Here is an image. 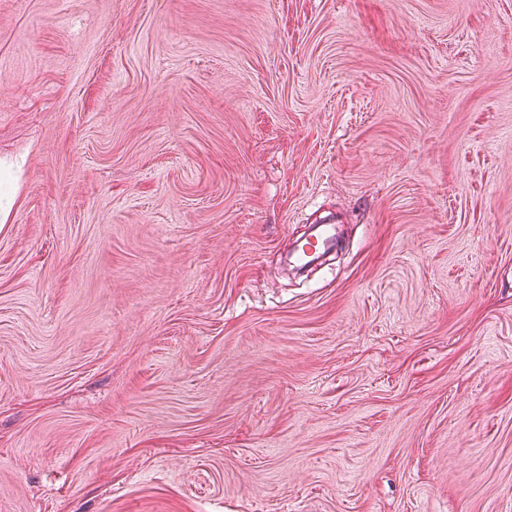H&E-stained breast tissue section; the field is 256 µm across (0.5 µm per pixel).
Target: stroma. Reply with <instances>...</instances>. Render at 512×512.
<instances>
[{"label": "stroma", "mask_w": 512, "mask_h": 512, "mask_svg": "<svg viewBox=\"0 0 512 512\" xmlns=\"http://www.w3.org/2000/svg\"><path fill=\"white\" fill-rule=\"evenodd\" d=\"M0 159V512H512V0H0ZM336 249L335 224H315L308 240L297 254L295 260L304 263L310 260L313 252L317 254L333 252Z\"/></svg>", "instance_id": "obj_1"}]
</instances>
